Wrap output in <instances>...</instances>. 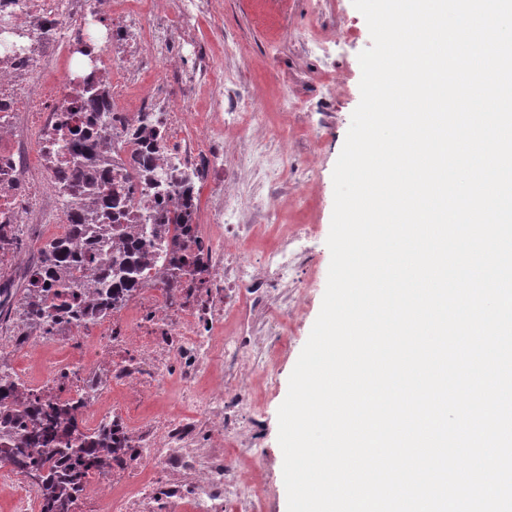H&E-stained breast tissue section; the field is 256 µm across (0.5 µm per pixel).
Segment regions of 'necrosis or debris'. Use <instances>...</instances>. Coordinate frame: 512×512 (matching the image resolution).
Wrapping results in <instances>:
<instances>
[{"instance_id":"obj_1","label":"necrosis or debris","mask_w":512,"mask_h":512,"mask_svg":"<svg viewBox=\"0 0 512 512\" xmlns=\"http://www.w3.org/2000/svg\"><path fill=\"white\" fill-rule=\"evenodd\" d=\"M213 0H173L132 14L112 0H0V223L69 234L74 209L112 201L103 223L115 250L152 252L135 288L110 316L68 323L47 309L14 331L0 317V357L33 393L80 395L85 431L111 426L120 450L87 475L69 512H263L264 492L244 474L263 415L256 387L277 372L266 339L301 302L309 225L282 221L288 152L263 113L242 124L240 98L197 119L193 92L223 85L209 57L189 59ZM90 62L72 68L76 49ZM150 93L136 95L145 75ZM95 85L109 104L91 124L79 97ZM91 130L112 178L98 195L64 192L54 139ZM261 163L271 192L243 201L234 159ZM209 187L206 209L197 195ZM272 244H262L267 231ZM67 339L68 354L53 349ZM11 512H42L44 499L14 464H0Z\"/></svg>"}]
</instances>
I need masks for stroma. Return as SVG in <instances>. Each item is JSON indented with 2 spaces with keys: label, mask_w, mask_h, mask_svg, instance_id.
I'll list each match as a JSON object with an SVG mask.
<instances>
[{
  "label": "stroma",
  "mask_w": 512,
  "mask_h": 512,
  "mask_svg": "<svg viewBox=\"0 0 512 512\" xmlns=\"http://www.w3.org/2000/svg\"><path fill=\"white\" fill-rule=\"evenodd\" d=\"M214 12V19L201 21L197 43L287 140L288 190L309 191L306 206L289 210L287 221L317 228L315 251L302 270L305 298L275 357L277 386L258 397L264 425L252 451L267 485L266 512H287L277 412L321 309L331 259L332 174L360 102L358 55L372 41L352 0H215ZM339 35L345 48L323 59L316 43ZM313 112L321 122L310 120Z\"/></svg>",
  "instance_id": "35a3bbf8"
}]
</instances>
